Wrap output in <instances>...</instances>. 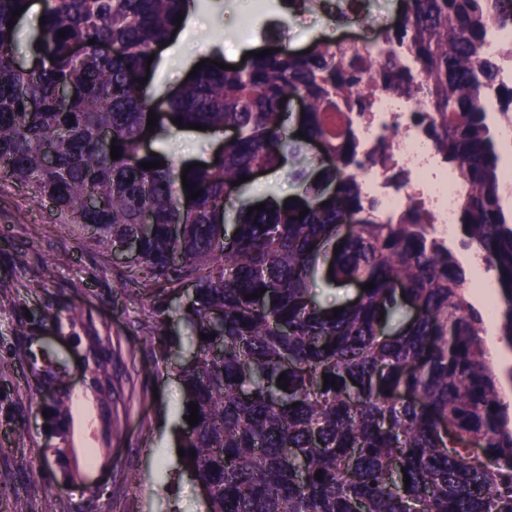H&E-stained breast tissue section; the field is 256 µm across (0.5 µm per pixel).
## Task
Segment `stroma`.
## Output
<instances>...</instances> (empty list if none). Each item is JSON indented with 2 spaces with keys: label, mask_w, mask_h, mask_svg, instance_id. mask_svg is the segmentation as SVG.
Instances as JSON below:
<instances>
[{
  "label": "stroma",
  "mask_w": 512,
  "mask_h": 512,
  "mask_svg": "<svg viewBox=\"0 0 512 512\" xmlns=\"http://www.w3.org/2000/svg\"><path fill=\"white\" fill-rule=\"evenodd\" d=\"M196 30L159 57L150 83L176 90L200 60L242 63V47L307 50L335 42L339 26L314 12L270 27L283 0L254 15L251 0H198ZM224 133L195 129L149 138L173 161L208 160ZM291 160L246 191L300 193ZM113 256L65 224L48 203L0 183V512H196L203 489L177 453L186 427L178 369L189 358L171 296L169 335L183 342L157 365L155 291Z\"/></svg>",
  "instance_id": "35a3bbf8"
}]
</instances>
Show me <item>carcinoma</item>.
<instances>
[{
  "instance_id": "cac0c4a2",
  "label": "carcinoma",
  "mask_w": 512,
  "mask_h": 512,
  "mask_svg": "<svg viewBox=\"0 0 512 512\" xmlns=\"http://www.w3.org/2000/svg\"><path fill=\"white\" fill-rule=\"evenodd\" d=\"M30 2L0 0V182L49 202L56 223L108 251L139 240L136 264L161 287L192 284L181 313L196 359L180 377L199 420L182 448L207 490L205 512H512V370L492 366L463 263L427 234L417 205L396 223L366 205L357 143L340 117L368 110L354 96L366 81L440 113L435 148L468 183L463 240L494 260L499 336L512 347V215L501 205L496 136L512 120V86L484 50L485 19L512 23V0H404L403 21L377 49L317 43L237 70L212 64L166 100L137 79L189 0H46L41 45L18 68L6 23ZM293 96L306 102L302 139L282 103ZM150 112L164 132L179 118L234 137L189 170L185 190L190 162L142 150ZM105 129L117 160L99 143ZM322 141L325 156L307 157L305 146ZM288 153L309 167L302 193L287 203L272 195L247 213L239 191L249 182H232ZM322 252L333 263L326 283L374 282L336 316L316 297ZM405 307L426 316L388 333ZM216 311L223 340L212 356ZM156 328L165 363L173 340L163 319Z\"/></svg>"
}]
</instances>
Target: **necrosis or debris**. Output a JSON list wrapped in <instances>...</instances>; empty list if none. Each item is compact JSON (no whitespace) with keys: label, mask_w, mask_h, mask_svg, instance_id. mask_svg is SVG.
Wrapping results in <instances>:
<instances>
[{"label":"necrosis or debris","mask_w":512,"mask_h":512,"mask_svg":"<svg viewBox=\"0 0 512 512\" xmlns=\"http://www.w3.org/2000/svg\"><path fill=\"white\" fill-rule=\"evenodd\" d=\"M360 91L369 96L371 108L349 113L348 119L364 162L358 178L366 199L395 221L417 203L432 237L447 246L459 244L467 264L489 269L485 254L463 243L458 216L468 186L434 146L432 113L421 111L415 99L370 85Z\"/></svg>","instance_id":"4bbe7bcc"}]
</instances>
